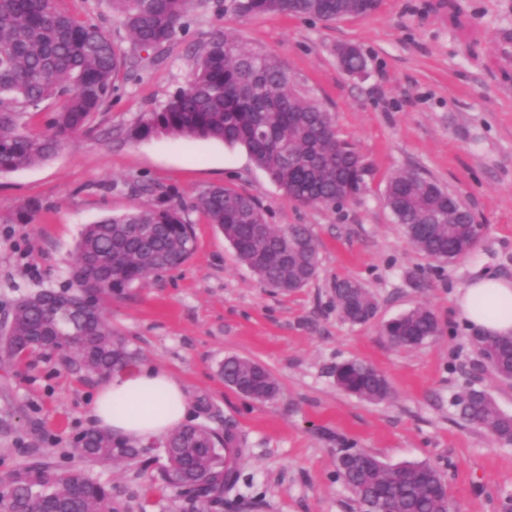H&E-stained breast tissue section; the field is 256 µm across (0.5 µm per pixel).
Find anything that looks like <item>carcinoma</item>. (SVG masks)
Returning a JSON list of instances; mask_svg holds the SVG:
<instances>
[{"mask_svg": "<svg viewBox=\"0 0 512 512\" xmlns=\"http://www.w3.org/2000/svg\"><path fill=\"white\" fill-rule=\"evenodd\" d=\"M138 51L161 52L187 30L193 0H110ZM379 0H237L243 17L284 13L324 21L366 17ZM343 69L363 71L359 50L345 47ZM128 61L99 24L80 21L55 0H0V173L46 162L64 143L81 134L90 117L112 101ZM55 109L48 131L30 129L25 117ZM133 139L159 137L215 139L242 145L293 201L341 206L363 189L367 167L358 152L336 134L328 112L297 87L277 59L244 49L233 35L212 33L198 49L196 67L185 87L159 110L146 113L130 131ZM386 206L408 241L426 257L450 264L476 249L471 213L455 196L412 172L392 177ZM192 208L216 226L260 283L279 293L304 287L318 273L319 250L310 228H275L249 194L218 186L195 198ZM266 225L259 237L255 225ZM193 225L183 203L161 192L146 209L88 225L77 244L74 272L62 289L21 298L0 330V351L17 357L39 349L60 354L87 374L106 378L137 359L128 341L112 330L101 311L106 296H123L150 275L172 271L195 250ZM98 288L92 305L83 291ZM336 308L352 325L376 314L372 293L356 280L336 282ZM386 340L416 348L441 333L432 310L417 306L388 321ZM481 365L512 381V335L471 337ZM224 384L250 388L249 398L267 401L279 386L261 364L236 355L224 358ZM336 384L370 402L387 400L392 389L377 368L359 361L336 367ZM459 418L512 442V415L485 391L467 388L453 399ZM76 452L102 464L118 461L148 465L154 447L167 464L163 480L177 490L185 512H216L237 488L240 474L226 466L224 449L240 447L239 437L204 424H188L159 443L133 444L101 429L84 432ZM336 476L353 494L360 512H451L440 472L425 463L386 465L362 450H345L336 459ZM111 490L75 468L33 462L12 473L0 491V512H102Z\"/></svg>", "mask_w": 512, "mask_h": 512, "instance_id": "1", "label": "carcinoma"}]
</instances>
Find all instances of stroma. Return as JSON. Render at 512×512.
Masks as SVG:
<instances>
[{
    "label": "stroma",
    "instance_id": "1",
    "mask_svg": "<svg viewBox=\"0 0 512 512\" xmlns=\"http://www.w3.org/2000/svg\"><path fill=\"white\" fill-rule=\"evenodd\" d=\"M57 5L103 24L129 65L87 132L44 163L0 174V322L22 296L61 289L86 225L150 206L140 184L175 190L195 227L193 255L105 298L102 311L142 362L166 369L191 404L208 402L209 417L194 422L236 428L246 453L224 512H359L336 478L346 449L388 464L429 463L447 483L453 512H501L512 498V445L462 422L452 399L474 387L512 414V382L483 369L456 305L481 273L512 277V69L499 67L496 50L498 33L512 31V0H381L368 17L332 22L246 18L233 0H195L187 31L154 60L142 59L110 0ZM217 30L273 55L331 114L368 169L357 201L340 209L297 204L241 147L129 138L144 113L186 85L198 47ZM344 45L360 49L362 74L342 69ZM402 171L457 196L482 225L468 258L440 265L408 242L383 202L388 180ZM219 185L254 196L271 224L309 225L320 247L317 277L288 294L261 287L191 207ZM28 203L40 210L26 224L17 213ZM346 278L374 295L371 322L340 317L335 283ZM419 305L435 313L441 335L414 349L391 346L384 324ZM229 355L262 364L279 395L258 402L226 386L219 369ZM349 360L384 373L391 398L373 403L342 391L335 369ZM101 384L55 354L0 357V480L41 457L107 484L119 512H183L158 465H103L73 448L72 436L91 426Z\"/></svg>",
    "mask_w": 512,
    "mask_h": 512
}]
</instances>
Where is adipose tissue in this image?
<instances>
[{
  "label": "adipose tissue",
  "instance_id": "adipose-tissue-1",
  "mask_svg": "<svg viewBox=\"0 0 512 512\" xmlns=\"http://www.w3.org/2000/svg\"><path fill=\"white\" fill-rule=\"evenodd\" d=\"M463 319L485 336L512 335V280L480 276L458 299ZM190 407L181 386L164 369L142 365L112 375L91 404L96 427L132 441L162 436L188 422Z\"/></svg>",
  "mask_w": 512,
  "mask_h": 512
}]
</instances>
